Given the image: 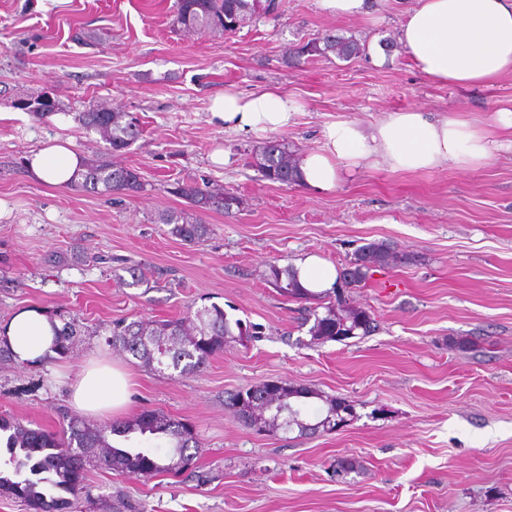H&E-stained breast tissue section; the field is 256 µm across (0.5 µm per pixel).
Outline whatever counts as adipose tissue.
I'll list each match as a JSON object with an SVG mask.
<instances>
[{
    "label": "adipose tissue",
    "mask_w": 512,
    "mask_h": 512,
    "mask_svg": "<svg viewBox=\"0 0 512 512\" xmlns=\"http://www.w3.org/2000/svg\"><path fill=\"white\" fill-rule=\"evenodd\" d=\"M398 40L435 84L492 85L512 74V0H415ZM298 112L297 102L277 89L244 94L230 88L209 106L211 122L237 135L287 130ZM496 148L480 125L416 108L389 113L367 127L336 120L323 126L318 146L301 156L299 181L329 193L345 174L367 168L468 170L484 165ZM81 162L71 140L55 138L31 152L26 167L43 182L63 186ZM0 340L19 364L39 365L52 354L53 328L42 309L25 308L0 327ZM129 396L127 374L107 363L89 364L71 387L73 405L95 416L119 412Z\"/></svg>",
    "instance_id": "ef3b65f1"
}]
</instances>
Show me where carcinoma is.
Masks as SVG:
<instances>
[{
  "instance_id": "1",
  "label": "carcinoma",
  "mask_w": 512,
  "mask_h": 512,
  "mask_svg": "<svg viewBox=\"0 0 512 512\" xmlns=\"http://www.w3.org/2000/svg\"><path fill=\"white\" fill-rule=\"evenodd\" d=\"M263 0H177L170 26L178 32H213L233 34L247 19L267 15ZM363 45L356 39L328 35L312 39L288 49V58L299 60L334 54L342 60L359 56ZM16 108L38 118L63 111L61 101L40 91L14 100ZM83 127L98 135L114 155L124 153L141 135L136 121L126 114L105 107H92L78 115ZM253 165L273 183L296 184L298 158L289 144L274 139L264 142L253 155ZM74 187L102 189L107 194H124L143 189L138 172L112 164L103 158L84 160L71 181ZM175 193L186 199L189 212H173L161 218L171 225L170 234L187 242H198L207 234L200 214L210 210L229 212L242 206V199L205 182L177 184ZM406 256L383 243L359 247L349 266L340 271L345 295L338 289L315 293L304 287L290 266L271 264L268 278L281 296L305 304L302 324L309 325L310 343L344 342L375 331V318L370 311L352 304V290L366 281L372 267L403 261ZM78 335L75 321H66L55 329L54 350L66 357ZM255 338L254 326L227 317L224 309L212 305L194 314L166 320H118L113 323L107 342L117 347L154 372L171 370L179 376L204 368L211 358L224 352L232 343ZM311 399L324 402L325 408L310 421L304 407ZM226 404L240 424L268 432L297 431L298 436L313 434L315 426L333 418H356L355 405L344 398L321 395L307 386L286 381H267L240 389L229 395ZM138 434L154 443L150 448H121L114 438L128 442ZM170 445L161 454L155 446ZM200 442L194 429L156 410H143L126 421L94 424L72 416L58 432L33 429L21 420L0 416V452L28 472L23 481L0 476V497L20 501L27 512H73L75 502L86 488V466L136 479H153L161 475H177L194 465Z\"/></svg>"
}]
</instances>
